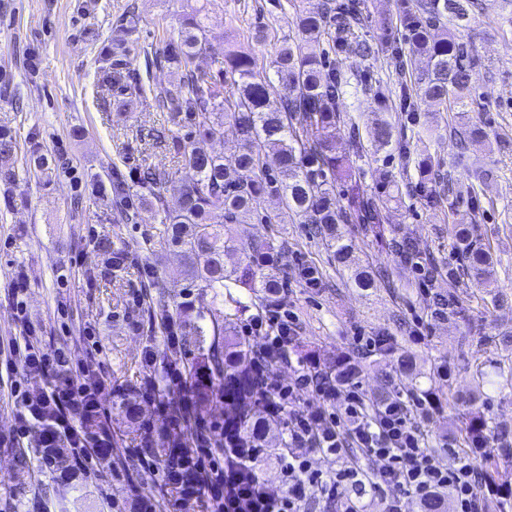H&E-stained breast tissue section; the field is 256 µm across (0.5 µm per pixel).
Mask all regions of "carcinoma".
Returning <instances> with one entry per match:
<instances>
[{"label": "carcinoma", "instance_id": "obj_1", "mask_svg": "<svg viewBox=\"0 0 512 512\" xmlns=\"http://www.w3.org/2000/svg\"><path fill=\"white\" fill-rule=\"evenodd\" d=\"M297 37L280 46L272 68L276 80L257 66L254 58L224 48L223 67L218 72L197 66L196 59L210 46L204 36L205 16L197 10L183 18L178 40L164 41L161 49L147 56L149 65L176 70V83L159 90L142 84L137 70L124 60L128 37L137 29L138 18L130 12L115 27L112 45L100 52L104 80L150 98V107L168 114L169 121L185 131L170 132L164 127L155 140L172 148L181 159L185 178L174 205L165 192L170 175L150 166L140 169L137 183L144 189L139 203L154 208L170 225L168 245L181 254L192 284L201 288H220L224 298L222 320L213 321L210 330L191 325L183 312L174 311L181 320L183 335L211 333L207 361L185 363L190 383L197 393V410L209 404L218 385L232 394L234 402L224 404V415L240 425L248 435L264 440L268 421L266 405L253 389L250 371L251 350L234 339L220 341L230 332L242 302L232 289L270 295L283 281L279 254L270 241L243 242L231 233V225L246 224L259 214L261 201L274 197L290 217L310 225V234L321 239L332 253L337 270L348 273L356 287H376L378 272L356 255L352 238L342 230L344 224H362L372 232L383 233V199L364 195L357 182L353 161L336 155L335 134L343 120L342 97L348 84L346 73L326 64L312 45L325 42L335 55H372L373 47L355 36V28L367 16L366 0H324L321 9L308 10L304 0H294ZM485 12V0H399L396 16L378 24L380 46L387 50L396 80L393 85H368L382 108L391 97L414 111L415 103L425 101L436 112H454L456 120L449 130L456 144L485 137L469 116L473 111L471 71L482 65L469 53L459 33L466 31L477 16ZM339 14L345 24L331 28V17ZM453 26L455 32L448 31ZM231 77L236 87L233 98L224 96V78ZM232 126L241 147L232 160L196 145L197 140L224 137V125ZM373 138L398 153L404 166L413 161L414 149L406 136H399L388 121L372 128ZM17 142L8 131L0 130V184L4 198L10 200L16 186ZM276 167H270L269 161ZM53 158L35 146L29 150L27 173L48 183ZM349 184L347 206L336 207V182ZM411 190L424 198L425 205L437 210L452 195L467 196L473 209L480 208L478 186L474 183L448 184L430 177ZM115 208L109 214L111 224H129L137 209L131 201L129 186L117 177L110 182ZM390 253L405 262L413 244L406 235L394 233L384 239ZM455 251L468 279L478 285L493 284V256L490 246L480 242L467 227L455 232ZM230 252L241 254V262L231 270L224 263ZM422 372L412 355L396 356L394 374L385 379L384 388L370 397L369 405L385 404L395 390V379L418 380ZM489 430L484 412L479 411L460 429L457 443L467 448L483 439ZM483 479L496 481L501 476L500 459L493 456L481 462Z\"/></svg>", "mask_w": 512, "mask_h": 512}]
</instances>
